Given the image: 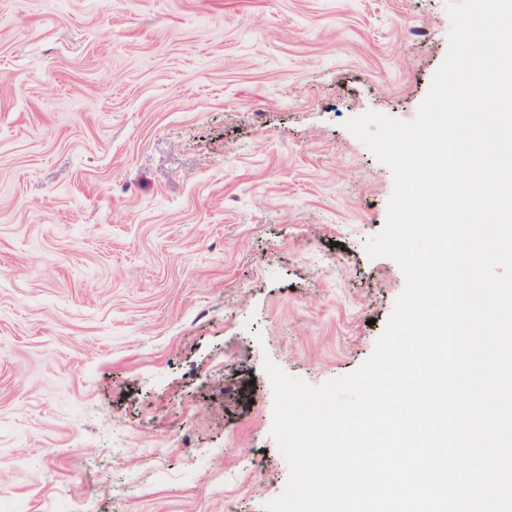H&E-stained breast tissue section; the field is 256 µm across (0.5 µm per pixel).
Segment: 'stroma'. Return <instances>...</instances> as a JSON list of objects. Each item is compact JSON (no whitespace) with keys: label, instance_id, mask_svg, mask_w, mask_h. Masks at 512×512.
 Wrapping results in <instances>:
<instances>
[{"label":"stroma","instance_id":"35a3bbf8","mask_svg":"<svg viewBox=\"0 0 512 512\" xmlns=\"http://www.w3.org/2000/svg\"><path fill=\"white\" fill-rule=\"evenodd\" d=\"M447 0H0V512H266L265 361L372 354L365 244Z\"/></svg>","mask_w":512,"mask_h":512}]
</instances>
